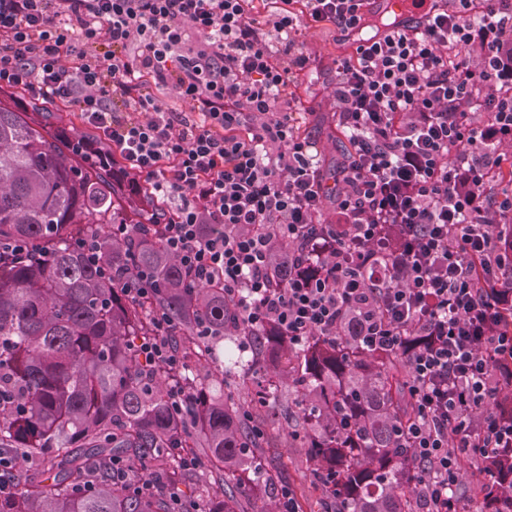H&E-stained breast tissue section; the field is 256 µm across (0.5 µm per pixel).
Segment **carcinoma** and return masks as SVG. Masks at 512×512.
<instances>
[{"label":"carcinoma","instance_id":"1","mask_svg":"<svg viewBox=\"0 0 512 512\" xmlns=\"http://www.w3.org/2000/svg\"><path fill=\"white\" fill-rule=\"evenodd\" d=\"M62 117L43 106L0 101V240L24 239L44 254L31 264L0 257V456L29 464L6 476L0 512H279L276 485L257 452L265 428L288 419V437L307 449L317 512H424L422 469L404 427L414 415L399 353L361 346L343 327L334 339L296 345L275 330L255 332L224 295V281L185 279L151 229L164 200L149 187L130 195L77 151ZM111 224H142L131 241ZM94 237L112 278L80 255ZM132 265L154 273L151 302L125 292ZM165 312L185 364L182 411L171 414L168 376L149 372L136 340ZM232 349L224 353V343ZM288 405H283V388ZM490 411L512 419V391ZM205 463L185 470L183 453ZM458 474L460 512H512V448ZM153 483L139 494L112 481V460Z\"/></svg>","mask_w":512,"mask_h":512}]
</instances>
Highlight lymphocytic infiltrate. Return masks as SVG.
I'll use <instances>...</instances> for the list:
<instances>
[{"label": "lymphocytic infiltrate", "instance_id": "obj_1", "mask_svg": "<svg viewBox=\"0 0 512 512\" xmlns=\"http://www.w3.org/2000/svg\"><path fill=\"white\" fill-rule=\"evenodd\" d=\"M432 8L366 38L369 0H276L264 21L251 0H0V85L70 104L130 193L177 198L157 233L192 282L223 279L252 329L331 338L355 307L358 342L406 353L420 497L454 512L458 449L512 447L489 410L512 385V199L486 194L512 169V0ZM303 21L359 36L331 82L348 149L330 193L288 96L315 67L291 37ZM168 87L189 111L163 106ZM152 324L139 357L179 375L166 314Z\"/></svg>", "mask_w": 512, "mask_h": 512}]
</instances>
